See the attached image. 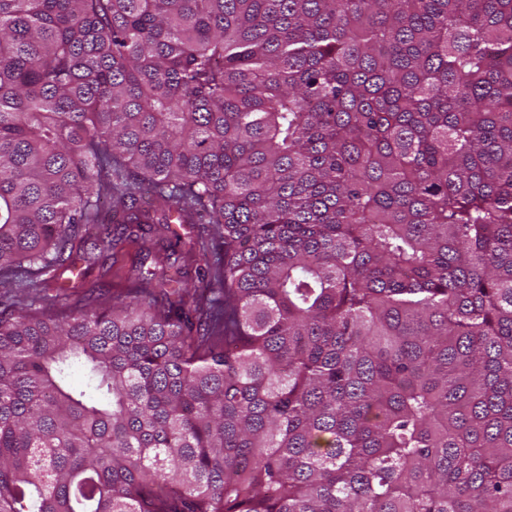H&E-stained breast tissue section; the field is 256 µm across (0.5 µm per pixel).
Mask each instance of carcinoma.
I'll use <instances>...</instances> for the list:
<instances>
[{
  "label": "carcinoma",
  "instance_id": "1",
  "mask_svg": "<svg viewBox=\"0 0 512 512\" xmlns=\"http://www.w3.org/2000/svg\"><path fill=\"white\" fill-rule=\"evenodd\" d=\"M22 273L0 512H512V0H0ZM171 228L176 230L177 233L180 234V236L182 238L181 239L182 252L185 253L186 251H188L189 249L192 248L194 253L196 254V258L198 261H197V263H194L193 265L188 267V269H187L188 273L184 278L185 285L187 286V288H189L191 290V293L193 294L194 288H201L202 286H204L206 284V282L201 283L198 281L196 274L194 272L195 267L197 265H200L201 267H205L206 260L208 261L209 265H213V263H215V261H216V257H219V256L214 255L211 245H210V242H209V248L207 250L206 257L204 258L199 255V245L197 244V242H200V240H201L200 234L207 237L205 235L207 233L206 229H203L202 226H198V224H182L181 226H180V224H173V225H171ZM103 275V271L98 264L91 266L86 279L84 280V287L76 289L72 298H78L83 295L84 291L87 288L95 285L97 288H100L101 293L105 294L107 300L112 298V293L115 292V288H122V284H120V279L116 276L112 277V272Z\"/></svg>",
  "mask_w": 512,
  "mask_h": 512
}]
</instances>
